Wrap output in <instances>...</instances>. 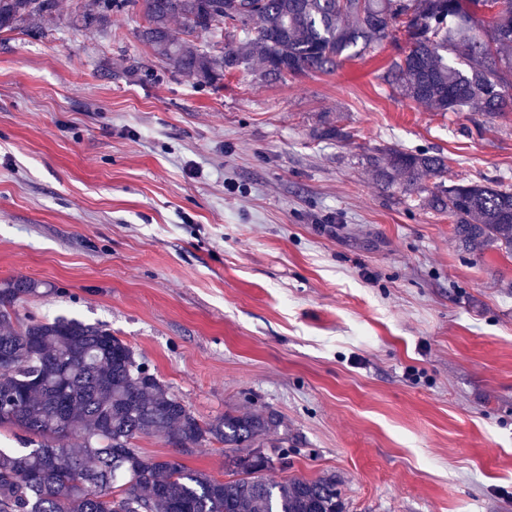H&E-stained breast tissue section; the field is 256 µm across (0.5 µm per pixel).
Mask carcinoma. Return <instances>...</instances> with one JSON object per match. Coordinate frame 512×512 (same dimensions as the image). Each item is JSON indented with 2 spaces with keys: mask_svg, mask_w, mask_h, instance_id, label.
<instances>
[{
  "mask_svg": "<svg viewBox=\"0 0 512 512\" xmlns=\"http://www.w3.org/2000/svg\"><path fill=\"white\" fill-rule=\"evenodd\" d=\"M486 0H85L80 23L105 31L114 11L143 7L141 41L177 74L213 85L252 60L259 77L286 81L330 73L382 40L397 48L381 74L396 94L433 112L483 118L512 107V0H499L488 31L474 15ZM59 0H0V35L28 31L59 15ZM186 22L196 42L170 24ZM454 59H448V54ZM320 140H342L321 123ZM373 178L399 184L417 206L448 215L462 246L512 256V184L448 182V157L384 145L366 157ZM39 283H0V428L31 435L29 448H0V512H346L334 475L292 476L286 438L271 410L226 411L202 423L169 392L134 349L100 325L21 312ZM161 436L178 454L146 456L135 440ZM74 439L73 448L59 441ZM224 445L217 479L179 458Z\"/></svg>",
  "mask_w": 512,
  "mask_h": 512,
  "instance_id": "cac0c4a2",
  "label": "carcinoma"
}]
</instances>
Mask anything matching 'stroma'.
Returning a JSON list of instances; mask_svg holds the SVG:
<instances>
[{
    "instance_id": "35a3bbf8",
    "label": "stroma",
    "mask_w": 512,
    "mask_h": 512,
    "mask_svg": "<svg viewBox=\"0 0 512 512\" xmlns=\"http://www.w3.org/2000/svg\"><path fill=\"white\" fill-rule=\"evenodd\" d=\"M142 22L0 36V281L110 328L200 421L277 412L273 480L335 474L347 512H512V258L361 163L397 143L512 182V111L477 129L390 93L387 42L201 86ZM323 121L348 139H313Z\"/></svg>"
}]
</instances>
